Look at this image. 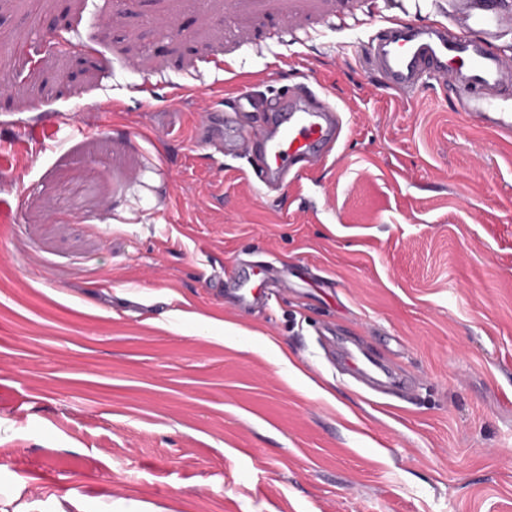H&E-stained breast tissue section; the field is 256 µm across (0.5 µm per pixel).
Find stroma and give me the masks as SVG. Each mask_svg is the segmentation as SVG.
I'll use <instances>...</instances> for the list:
<instances>
[{
    "label": "stroma",
    "instance_id": "1",
    "mask_svg": "<svg viewBox=\"0 0 512 512\" xmlns=\"http://www.w3.org/2000/svg\"><path fill=\"white\" fill-rule=\"evenodd\" d=\"M452 9H0V512H512V137L447 79L403 94L364 61L388 18ZM215 56L266 95L327 87L347 128L326 165L263 197L245 151L196 145ZM248 273L282 282L268 306L240 308ZM326 324L414 391L336 374Z\"/></svg>",
    "mask_w": 512,
    "mask_h": 512
}]
</instances>
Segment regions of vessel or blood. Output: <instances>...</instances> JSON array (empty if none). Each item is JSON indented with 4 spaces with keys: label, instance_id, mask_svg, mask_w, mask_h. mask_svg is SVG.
<instances>
[{
    "label": "vessel or blood",
    "instance_id": "1",
    "mask_svg": "<svg viewBox=\"0 0 512 512\" xmlns=\"http://www.w3.org/2000/svg\"><path fill=\"white\" fill-rule=\"evenodd\" d=\"M512 26V14L497 0H455L448 22L417 23L400 17L387 20L372 41L375 69L385 86L411 93L423 76L448 77L455 107L486 129L512 135V96L502 93L512 82V67L492 52L491 42ZM231 110L213 106L195 119L198 145L223 151L248 146L258 155L257 178L263 191L285 189L289 175H302L326 164L339 141L344 119L323 90L310 79L258 97L252 87L236 81ZM260 124H253L254 113ZM339 374L368 388L410 391L406 372L373 361L362 351L342 347L332 354Z\"/></svg>",
    "mask_w": 512,
    "mask_h": 512
}]
</instances>
